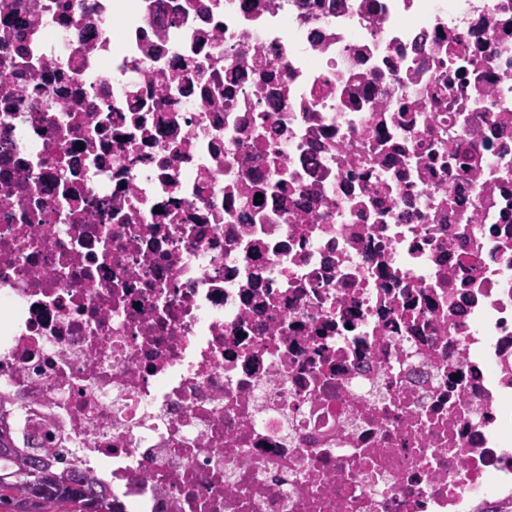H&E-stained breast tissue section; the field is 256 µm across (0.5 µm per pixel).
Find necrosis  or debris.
<instances>
[{"label":"necrosis or debris","instance_id":"necrosis-or-debris-1","mask_svg":"<svg viewBox=\"0 0 512 512\" xmlns=\"http://www.w3.org/2000/svg\"><path fill=\"white\" fill-rule=\"evenodd\" d=\"M0 425L123 512H512V0H0Z\"/></svg>","mask_w":512,"mask_h":512}]
</instances>
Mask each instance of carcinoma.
Returning a JSON list of instances; mask_svg holds the SVG:
<instances>
[{
	"label": "carcinoma",
	"instance_id": "carcinoma-1",
	"mask_svg": "<svg viewBox=\"0 0 512 512\" xmlns=\"http://www.w3.org/2000/svg\"><path fill=\"white\" fill-rule=\"evenodd\" d=\"M0 497L18 496L43 506L44 512H122L112 494L94 478H75L68 460L47 457L13 446L10 433L0 430Z\"/></svg>",
	"mask_w": 512,
	"mask_h": 512
}]
</instances>
